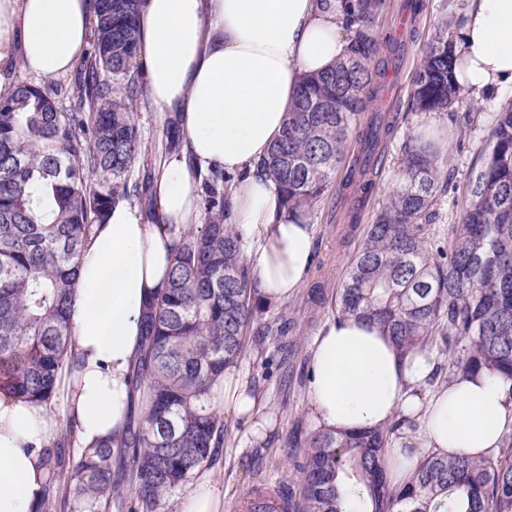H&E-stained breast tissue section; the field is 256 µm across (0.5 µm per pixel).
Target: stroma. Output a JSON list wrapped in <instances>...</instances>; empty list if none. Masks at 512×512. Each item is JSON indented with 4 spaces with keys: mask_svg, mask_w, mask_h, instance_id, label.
Segmentation results:
<instances>
[{
    "mask_svg": "<svg viewBox=\"0 0 512 512\" xmlns=\"http://www.w3.org/2000/svg\"><path fill=\"white\" fill-rule=\"evenodd\" d=\"M463 21V0H426L416 24L417 36L408 46L397 79V128L385 146L376 186L361 212L360 222L353 224L345 217L352 189L344 184L345 170H338L329 192L315 206L310 218L315 226V249L305 283L293 297L270 304L269 317L283 314L290 320L288 336L282 342L268 337L260 347L248 344L246 355L238 363L261 395L262 410L270 426L264 437L257 438L235 417H225L224 446L209 467L210 473L224 482V512H241L243 500L254 495L258 488L298 485L288 456L302 454L315 432L307 410V369L312 341L332 314L336 289L364 237L366 225L402 173L401 145L421 118L410 102L414 68L438 27L447 26L453 34ZM510 104L512 91L504 92L495 103L480 105L482 125L467 135L462 134L458 125L448 124L450 159L446 171L452 182L464 184L480 168L490 149L494 115ZM138 113L142 136L149 148L134 167L135 176L140 177L153 167L157 158L155 150L164 141L166 130L151 99L140 101Z\"/></svg>",
    "mask_w": 512,
    "mask_h": 512,
    "instance_id": "1",
    "label": "stroma"
}]
</instances>
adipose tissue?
Segmentation results:
<instances>
[{
    "label": "adipose tissue",
    "mask_w": 512,
    "mask_h": 512,
    "mask_svg": "<svg viewBox=\"0 0 512 512\" xmlns=\"http://www.w3.org/2000/svg\"><path fill=\"white\" fill-rule=\"evenodd\" d=\"M346 0H141L138 60L160 122L174 121L179 151L162 159L157 209L115 205L85 243L71 318L74 355L58 376L61 412L0 390V512H37L48 474L40 451L75 419V445L119 437L131 410L129 374L142 317L168 280L180 233L200 223L203 175L232 176V221L253 257L260 295L296 293L311 262L314 227L291 219L258 169L281 133L302 74L345 55ZM90 0H0V94L21 63L53 78L80 58L92 26ZM461 95L512 90V0H469L453 38ZM435 356H400L372 324L329 317L315 337L307 391L316 426L332 433L387 429L413 419V441L391 440V485H403L425 455L491 456L512 436V382L488 370L431 385ZM212 406L252 433L265 425L248 373L225 369ZM178 512H224V484L203 475Z\"/></svg>",
    "instance_id": "ef3b65f1"
}]
</instances>
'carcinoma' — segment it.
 <instances>
[{
  "instance_id": "1",
  "label": "carcinoma",
  "mask_w": 512,
  "mask_h": 512,
  "mask_svg": "<svg viewBox=\"0 0 512 512\" xmlns=\"http://www.w3.org/2000/svg\"><path fill=\"white\" fill-rule=\"evenodd\" d=\"M381 0H357L348 54L307 74L280 137L259 163L288 214L306 215L345 152L357 150L347 182L358 220L396 119L360 118L384 94L401 45L379 42ZM95 38L68 89L20 81L0 95V390L54 402L72 346L69 326L82 251L117 203L149 199L132 178L145 153L136 109L139 0H91ZM412 106L443 114L460 102L453 42L438 28L412 77ZM405 166L351 259L332 313L377 325L400 353L444 358L448 379L485 368L512 380V106L496 116L490 153L468 176L457 222L441 228L456 190L444 155L410 135ZM225 178L203 177L204 222L180 236L165 288L149 303L132 384L150 408L116 440L70 453L73 423L42 451L50 473L38 512H161L224 445V417L211 388L241 359L266 313L249 276L242 234L231 223ZM390 432L314 433L296 464L304 512H512V441L497 454L424 458L392 489L384 453ZM75 485L70 504L56 488Z\"/></svg>"
}]
</instances>
